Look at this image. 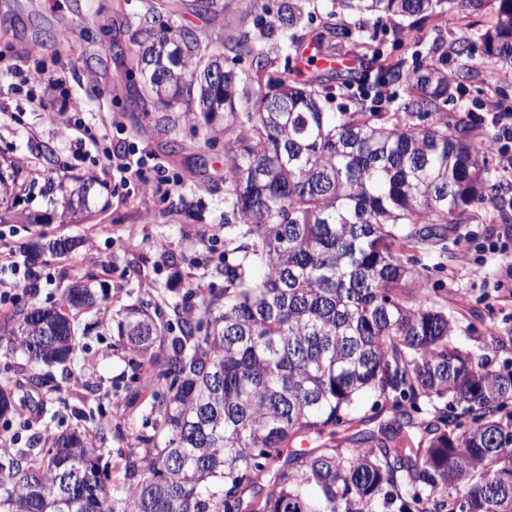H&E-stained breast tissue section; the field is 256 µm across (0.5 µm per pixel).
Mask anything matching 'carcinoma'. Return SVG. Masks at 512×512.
Segmentation results:
<instances>
[{"instance_id":"obj_1","label":"carcinoma","mask_w":512,"mask_h":512,"mask_svg":"<svg viewBox=\"0 0 512 512\" xmlns=\"http://www.w3.org/2000/svg\"><path fill=\"white\" fill-rule=\"evenodd\" d=\"M304 2L288 0L282 23L300 28ZM442 2L332 8L425 21ZM484 38L512 69V0ZM132 43L153 105L224 116V292H200L201 317L180 316L178 336L142 306L123 309L119 340L171 352L147 360L163 436L139 437L147 448L124 458L114 488L104 437L49 430L0 462V512H512V369L452 343L429 268L413 269L418 254L447 250L492 187L473 128L438 111L470 65L455 83L436 66L416 75L394 122L363 99L326 111L323 85L342 73L265 80L282 47L246 32L230 49L256 71L218 83L189 29L141 21ZM92 188L72 189L70 206L86 209ZM80 246L37 240L31 254ZM100 302L77 283L51 308L27 304L7 317L11 344L63 365L78 317ZM20 403L0 386V418ZM386 409L394 420L369 427ZM312 436L317 446L295 447Z\"/></svg>"}]
</instances>
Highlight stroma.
Listing matches in <instances>:
<instances>
[{"label": "stroma", "mask_w": 512, "mask_h": 512, "mask_svg": "<svg viewBox=\"0 0 512 512\" xmlns=\"http://www.w3.org/2000/svg\"><path fill=\"white\" fill-rule=\"evenodd\" d=\"M192 2L67 0L59 10L55 0H0V177L17 183L16 217L0 224V250L16 263L0 273L12 285L0 309L58 304L75 282L104 297L98 311L80 318L94 329L77 335L72 362L52 368L55 389L33 385L35 366L0 342V384L30 398L19 415L0 419V441L10 450L29 447L45 427L78 426L104 435L112 468L120 470L135 436L153 432L154 385L136 369L139 355L112 332L119 311L141 304L173 323L177 310L200 306L189 289L224 288V137L202 114H177L164 127L157 109L139 103L129 77L130 37L144 15L160 13L212 48L242 29L270 37L282 47L268 70L275 78L298 70L288 48L295 33L310 57L352 62L354 76L370 79L390 63L402 64L406 76L429 66L455 73L454 49L463 39L475 73L442 112L469 120L476 141L487 143L495 131L480 121L481 105L492 98L512 104V70L491 77L484 69L483 35L499 0H467L426 21L333 18L330 0H309L296 32L280 21L288 0H222L226 9L216 17L195 12ZM129 146L142 158V176L118 186L112 157ZM87 176L96 179L89 209L71 210L58 185ZM28 214L35 223L25 222ZM41 236L84 245L70 257L27 263L23 251ZM420 262L456 322L454 341L486 355L492 368L511 361L512 223L461 225L443 256Z\"/></svg>", "instance_id": "stroma-1"}]
</instances>
